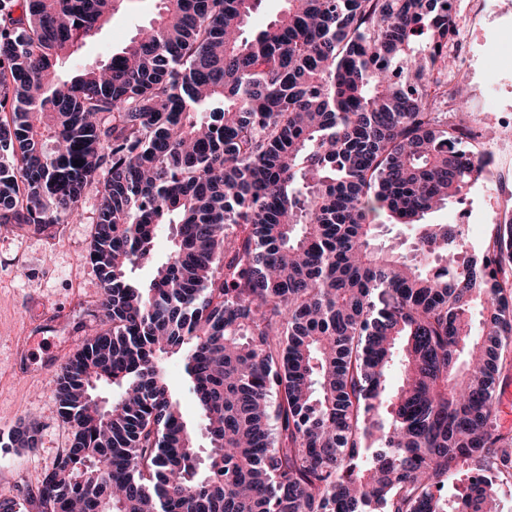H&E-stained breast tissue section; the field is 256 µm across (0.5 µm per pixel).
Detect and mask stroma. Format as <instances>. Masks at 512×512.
Returning <instances> with one entry per match:
<instances>
[{
    "label": "stroma",
    "instance_id": "stroma-1",
    "mask_svg": "<svg viewBox=\"0 0 512 512\" xmlns=\"http://www.w3.org/2000/svg\"><path fill=\"white\" fill-rule=\"evenodd\" d=\"M487 13L471 15L470 0H456V20L471 46L470 74L459 81L476 91L484 106L483 137H495L512 123V112L498 111L512 101V0H487ZM160 0H123L98 34L62 68L70 77L81 67L108 60L148 26ZM512 198V157H502L494 193L472 184L462 201L425 216L428 224H462L472 247H479L496 217L493 197ZM94 226L68 221L43 231H0V498L25 501L65 452L70 428L59 416L52 390L61 367L82 341L99 330L97 277L84 260ZM168 383L178 398L198 447H207L202 416L179 361L167 366ZM37 426L33 450L11 447L9 434L21 424Z\"/></svg>",
    "mask_w": 512,
    "mask_h": 512
}]
</instances>
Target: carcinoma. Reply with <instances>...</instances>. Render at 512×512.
Returning a JSON list of instances; mask_svg holds the SVG:
<instances>
[{
  "mask_svg": "<svg viewBox=\"0 0 512 512\" xmlns=\"http://www.w3.org/2000/svg\"><path fill=\"white\" fill-rule=\"evenodd\" d=\"M122 2L0 0V224L42 230L101 197L85 259L103 327L55 383L72 440L28 504L454 512L437 488L468 461L512 480V224L476 254L461 225L423 223L477 172L439 111L462 100L448 0H285L249 37L261 0H162L126 49L59 80ZM387 223L409 247L379 243ZM94 384L121 389L106 419ZM495 501L476 484L462 512ZM168 383L178 398L188 426L195 431L196 446L208 448V441L202 432V419L190 391V384L178 360H171L167 366ZM511 392V399L508 397ZM498 422L504 433L512 434V380L507 386H503L498 397Z\"/></svg>",
  "mask_w": 512,
  "mask_h": 512,
  "instance_id": "1",
  "label": "carcinoma"
}]
</instances>
